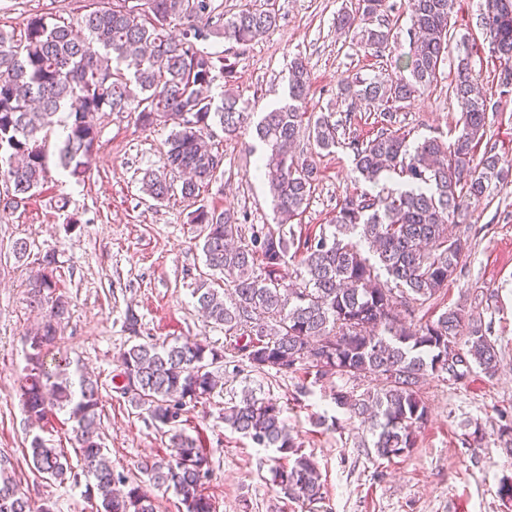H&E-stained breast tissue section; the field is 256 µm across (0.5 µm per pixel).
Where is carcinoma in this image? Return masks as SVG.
<instances>
[{
    "instance_id": "carcinoma-1",
    "label": "carcinoma",
    "mask_w": 512,
    "mask_h": 512,
    "mask_svg": "<svg viewBox=\"0 0 512 512\" xmlns=\"http://www.w3.org/2000/svg\"><path fill=\"white\" fill-rule=\"evenodd\" d=\"M68 22L34 14L23 31L0 28V186H11L15 209L47 178L48 133L66 129L57 146V166L79 180L89 169L101 112H135L144 129L173 124L162 169L147 170L142 191L162 203L175 192L195 203L216 179L224 157L214 150L208 131L220 125L235 138L254 126L266 153L256 158L272 198L276 226L239 223L235 213L199 205L188 213L198 227L205 266L211 275L193 288L206 320L231 338V356L258 372L273 368L286 375L303 370L317 382L335 376L369 379L376 388L356 398L334 393L337 407L368 424L378 457L407 456L418 430L428 420L421 387L428 377L466 379L473 367L495 375L501 353L478 324H471L465 347L458 346L465 315L448 308L437 319L407 326L416 304L440 296L469 251L467 241L449 234L465 207L492 196L506 177L499 157H476L489 113L498 104L488 97L468 57L457 65L455 95L461 108L458 135L446 143L425 138L412 144L397 128L398 110L412 104L438 82L448 57V37L456 0H406L409 50L396 61L397 72L372 80L342 83L337 96L365 102L377 111V132L349 141L354 170L370 183L382 173L397 176V187L346 196L330 232L308 241L286 282L294 238L285 224L305 209L316 168L296 150L302 134L330 150L341 124L333 113L308 111L311 84L305 58L288 64V103L255 113L234 91L236 62L222 51L200 44L222 38L240 46L277 27L274 8L251 3L230 15L215 0H112L97 2ZM480 25L489 47L505 65L503 80L512 85V0H494ZM386 0H358L353 10L336 15V32L371 48L395 40L383 19ZM224 81L215 100L213 88ZM249 228L245 239L243 228ZM55 253L47 252L29 281L28 300L42 320L26 333L21 396L30 418L42 421L65 410L73 422V444L80 468L94 479L86 486L96 512H156L150 489L174 492L178 512H218L205 493L212 466L206 449L181 428L187 405L210 398L221 383L224 350L197 340L172 344H135L120 356L122 397L167 428L175 455L146 459L139 474L116 472L103 453L98 383L81 374L72 380L64 357L48 366L60 350L69 300L56 292ZM224 283L225 289L216 288ZM457 350L460 367L448 364ZM271 398L249 388L224 407V423L257 448H273L279 457L272 480L288 499L310 505L323 500L318 465L303 452ZM29 461L48 479L65 483L77 474L61 448L35 435ZM0 512L35 510L6 468L0 469Z\"/></svg>"
}]
</instances>
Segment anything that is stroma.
Returning <instances> with one entry per match:
<instances>
[{"label":"stroma","mask_w":512,"mask_h":512,"mask_svg":"<svg viewBox=\"0 0 512 512\" xmlns=\"http://www.w3.org/2000/svg\"><path fill=\"white\" fill-rule=\"evenodd\" d=\"M87 0H0V28L22 29L28 17L44 13L72 19ZM357 0H275L278 27L239 47L221 40L208 51L235 58L240 93L265 111L285 97L287 64L305 56L311 71L308 107L345 120L346 131L372 135L374 113L337 96L341 81L371 79L393 72L394 61L408 51L404 0H386L385 18L398 38L384 52L364 49L337 36L339 11L354 9ZM485 0H458L451 20L448 59L437 84L398 113L410 141L438 137L453 141L460 107L453 93L458 58L470 53L488 95L500 103L490 113L479 151H493L512 167V92H503L505 66L489 51L480 26ZM132 112L108 113L98 121L99 138L84 180L52 173L35 195L15 209H0V460L12 470L20 490L33 505L56 502L58 512H96L84 495V483L47 480L29 465L25 448L34 434L48 445L71 450L72 423L66 412H54L35 427L19 398L25 365L23 338L37 315L27 303V286L38 257L56 256L54 271L60 293L71 303L62 345L73 367L95 376L101 390L103 444L114 470L136 472L147 458L169 456V437L145 411L136 409L115 390L119 356L137 343L197 338L223 346V330L211 327L195 307L191 290L205 270L189 224L190 208L181 197L158 203L141 190L147 169L163 163L171 125L141 130ZM224 154L223 173L205 188L203 204L247 213L252 224L273 218L271 197L255 171L247 150L251 134L225 138L220 127L210 137ZM352 152L338 145L316 154L318 179L310 204L292 223L295 236L318 234L330 224L346 194L367 190L352 169ZM467 238L471 253L438 301L416 307L415 317H436L443 306L478 310L482 329L502 353L495 375L473 369L457 382L428 378L422 392L429 407L416 446L408 456L378 458L371 435L359 420L336 407V389L362 394L367 380L338 378L313 383L298 372L277 376L252 371L241 362H225L223 390L189 409L183 427L209 453L213 476L207 492L220 512H309L280 494L271 481L275 452L253 447L250 440L224 424V406L243 388L270 397L305 453L317 461L325 500L318 512H512V498L501 491L512 482V455L503 450L499 428L512 424V181L500 185L492 200L470 206L452 227ZM30 244L29 255L15 259L10 244ZM136 327H129V318ZM483 438L473 441L474 428Z\"/></svg>","instance_id":"obj_1"}]
</instances>
